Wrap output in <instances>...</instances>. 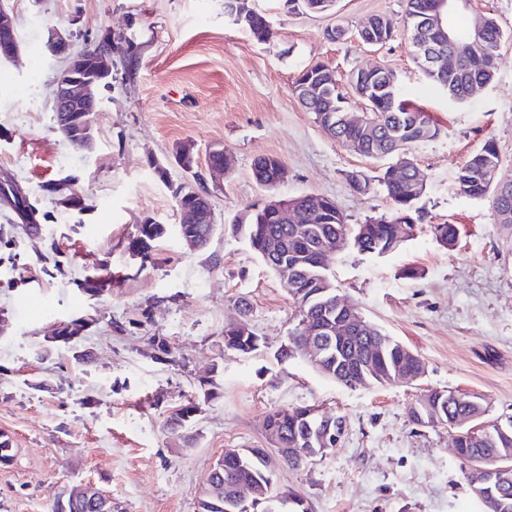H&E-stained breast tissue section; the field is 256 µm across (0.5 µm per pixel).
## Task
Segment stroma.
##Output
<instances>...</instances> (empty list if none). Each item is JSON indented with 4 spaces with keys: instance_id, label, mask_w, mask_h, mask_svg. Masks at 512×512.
<instances>
[{
    "instance_id": "obj_1",
    "label": "stroma",
    "mask_w": 512,
    "mask_h": 512,
    "mask_svg": "<svg viewBox=\"0 0 512 512\" xmlns=\"http://www.w3.org/2000/svg\"><path fill=\"white\" fill-rule=\"evenodd\" d=\"M265 14L274 38L258 41L224 12V0H10L20 54L0 62V178L18 183L38 211L29 234L0 203V432L14 458L0 466V512H50L63 486L91 484L114 512H199L201 486L228 448L266 445L264 420L276 408L319 406L345 417L346 430L321 459L283 469L278 483L299 490L308 512H480L465 490L454 433L412 423L408 410L431 389L482 395L489 418L512 415V229L499 226L488 201L459 194L455 174L470 154L494 141L502 175L512 178V0H472L453 23L476 15L497 20L505 37L490 84L458 105L423 74L404 31V0H336L311 13L288 0H248ZM384 16L393 37L362 43L358 31ZM341 39H330L332 29ZM112 30L136 54H112V79L96 90L91 150L74 149L54 129L53 82L63 66L44 45L51 32L74 47ZM334 70L347 112L365 102L353 72L393 70L409 99L434 120L435 138L412 147L425 177L415 228L401 247L374 256L349 247L328 260L341 295L365 320L424 362L426 373L403 385L350 389L318 373L305 358L281 360L294 300L284 280L233 234L235 220L263 202L254 162L280 158L283 197L333 199L346 223L390 215L379 178L387 160L361 156L328 135L306 112L293 85L308 66ZM192 148V169L176 160ZM221 146L233 168L211 174L208 154ZM162 163L166 180L152 168ZM367 185L355 190L350 174ZM67 179L83 211L61 207L45 191ZM206 188L215 231L206 248L188 249L176 232L177 187ZM167 228L147 255L129 242L146 219ZM454 224L455 247L431 227ZM419 269L406 279V267ZM108 279L83 292L85 277ZM265 342L251 356L225 350L224 327L239 316ZM91 325L80 346L45 351L56 326L74 316ZM172 350L160 357L151 337ZM203 402L186 445L163 428L174 408Z\"/></svg>"
}]
</instances>
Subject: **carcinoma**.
I'll return each instance as SVG.
<instances>
[{"label":"carcinoma","mask_w":512,"mask_h":512,"mask_svg":"<svg viewBox=\"0 0 512 512\" xmlns=\"http://www.w3.org/2000/svg\"><path fill=\"white\" fill-rule=\"evenodd\" d=\"M427 0H406L407 30H413L422 14ZM242 23L260 41L270 39L273 32L270 23L262 14L244 13L238 16ZM486 62L480 71L438 68L427 73V77L457 104L466 103L468 86L475 81L490 82L494 78L497 48L504 38V32L497 20L485 17ZM329 70L322 63L305 68L294 83V92L303 107L314 114L315 120L334 137L357 148V153L379 159L409 149L416 143L432 139L438 129L429 115L418 107L410 106L404 99V92L397 75L389 70L376 71L375 68L360 69L353 73L352 83L359 97L368 106L367 119L373 121L377 129L370 132L368 125H348L342 122L345 114V98L339 92L336 77H328L331 82L332 98L326 99V91L307 90L312 76ZM501 163L499 152L493 141H487L480 150L472 153L456 174V188L467 187L464 195L482 199L487 194L480 181V174L494 169ZM267 159L261 158L254 165L256 181L267 190L274 189L270 184L273 173L267 171ZM412 173L393 181L388 173H383L381 184L393 204L391 216L370 218L363 224L349 225L336 203L326 197L322 212H307L305 201L297 202L301 215L294 224H283L271 217L263 206L253 208L247 220L232 225L234 233L241 235L251 249L274 272H288L295 283L294 306L296 323L289 334L288 346L280 350L278 358H288L298 352L311 333L303 326L305 322L320 319L326 313L336 312V288L327 267L321 262L324 252L341 251L351 245L358 251L374 255H384L396 251L411 236L401 230L399 211L412 212L406 205V197L412 189ZM164 225L147 219L140 225L139 235L132 240V248L146 250L150 243L163 237ZM432 233L444 248L455 245L458 231L454 224H435ZM264 347V340L250 332L240 334L232 329H224V349L242 355H251ZM368 359V367L363 373L362 386L389 385L399 382L404 371L414 372L422 365V360L411 357L409 350L399 341L384 334L374 326H368L364 337L349 340H335L334 345L321 354L322 368L319 372L336 382L352 388L355 386L353 365L356 361ZM199 403L189 401L173 412L166 420L167 431L180 439L189 440L191 427ZM488 411L486 400L477 395L450 390H430L409 410L413 423L424 419L431 426H446L454 432L457 455L466 464L465 478L469 491L482 501L491 497L494 489L486 483L483 474L473 468L474 449H483L485 466L496 465L497 455H512V417L494 419L484 435L477 437L470 433V425L465 420L471 415ZM305 408H283L270 411L264 421L265 434L277 435L283 443H290L295 436L308 427ZM270 474L263 464L255 459L250 448L238 449V459L226 460L218 472L209 476L199 502V512H246L243 505L227 502V488L243 482L269 481ZM75 486L71 485L64 502L66 512H112V502L103 501L96 505L82 498L71 499Z\"/></svg>","instance_id":"obj_1"}]
</instances>
